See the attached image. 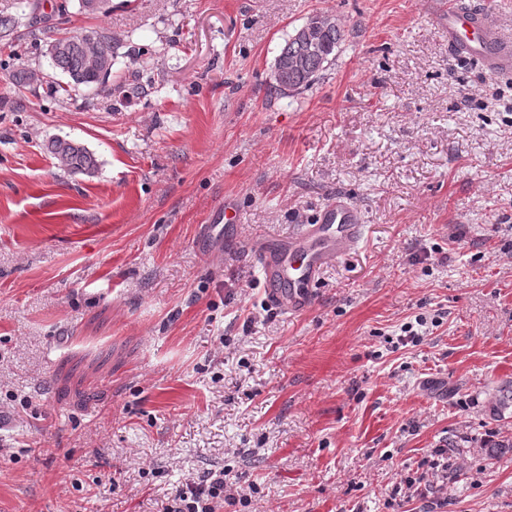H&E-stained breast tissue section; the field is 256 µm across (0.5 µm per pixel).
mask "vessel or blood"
<instances>
[{
	"label": "vessel or blood",
	"instance_id": "obj_1",
	"mask_svg": "<svg viewBox=\"0 0 512 512\" xmlns=\"http://www.w3.org/2000/svg\"><path fill=\"white\" fill-rule=\"evenodd\" d=\"M448 47L457 56L478 61L489 76H512V34L489 24L482 9L449 7ZM236 217L231 202L217 206L215 219L200 229L199 243L206 253L220 250ZM363 231L360 209L338 198L323 208L317 222L301 225L288 244L255 249L254 261L270 300L287 312L306 307L322 269L355 247Z\"/></svg>",
	"mask_w": 512,
	"mask_h": 512
}]
</instances>
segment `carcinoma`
Returning <instances> with one entry per match:
<instances>
[{
    "instance_id": "cac0c4a2",
    "label": "carcinoma",
    "mask_w": 512,
    "mask_h": 512,
    "mask_svg": "<svg viewBox=\"0 0 512 512\" xmlns=\"http://www.w3.org/2000/svg\"><path fill=\"white\" fill-rule=\"evenodd\" d=\"M38 0H15L12 7L0 9V39L12 40L22 25L26 12H36ZM111 10L110 0H78V11L85 15L106 14ZM90 37L77 35L52 38L46 42L44 56L49 67L65 77L55 82L56 91L71 95L82 87L111 90L109 80L117 56L118 43L112 35L97 29L89 31ZM345 40L341 24L320 32L313 43H303L300 35L293 33L285 40L275 59L280 70L275 89L286 94L313 85L336 61V54ZM296 55L306 57V65L292 68L289 60ZM48 151L57 160L58 166L70 175L94 176L100 164L88 148L62 137H53L47 145ZM512 409V384L499 387L492 401L493 416L501 418Z\"/></svg>"
}]
</instances>
